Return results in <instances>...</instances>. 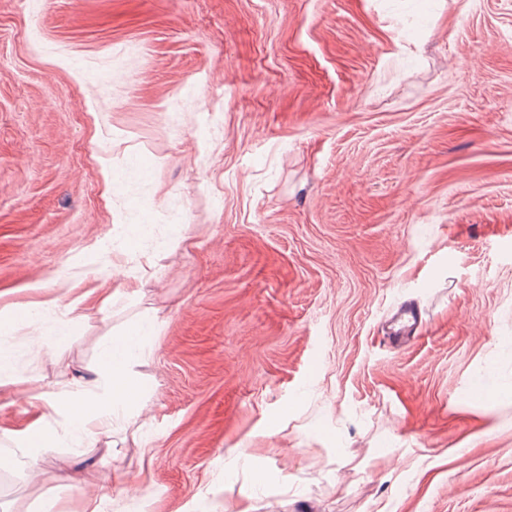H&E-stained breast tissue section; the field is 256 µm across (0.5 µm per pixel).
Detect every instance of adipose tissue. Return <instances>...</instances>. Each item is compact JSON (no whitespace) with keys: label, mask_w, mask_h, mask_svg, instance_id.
I'll list each match as a JSON object with an SVG mask.
<instances>
[{"label":"adipose tissue","mask_w":512,"mask_h":512,"mask_svg":"<svg viewBox=\"0 0 512 512\" xmlns=\"http://www.w3.org/2000/svg\"><path fill=\"white\" fill-rule=\"evenodd\" d=\"M155 328V322L140 321L134 331L110 339L100 352L95 379L69 383L52 394L50 406L65 417L61 425L44 431L36 442L26 432L14 433L15 442L27 452L30 467H37L64 440L95 442L111 436L114 421L133 415L141 392L129 368L142 355L143 337Z\"/></svg>","instance_id":"1"}]
</instances>
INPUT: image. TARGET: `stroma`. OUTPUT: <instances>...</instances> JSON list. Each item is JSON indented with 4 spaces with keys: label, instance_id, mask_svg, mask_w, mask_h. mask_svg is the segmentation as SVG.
Wrapping results in <instances>:
<instances>
[{
    "label": "stroma",
    "instance_id": "1",
    "mask_svg": "<svg viewBox=\"0 0 512 512\" xmlns=\"http://www.w3.org/2000/svg\"><path fill=\"white\" fill-rule=\"evenodd\" d=\"M31 308L0 432L158 329L111 479L0 446V512H512V0H0V310Z\"/></svg>",
    "mask_w": 512,
    "mask_h": 512
}]
</instances>
